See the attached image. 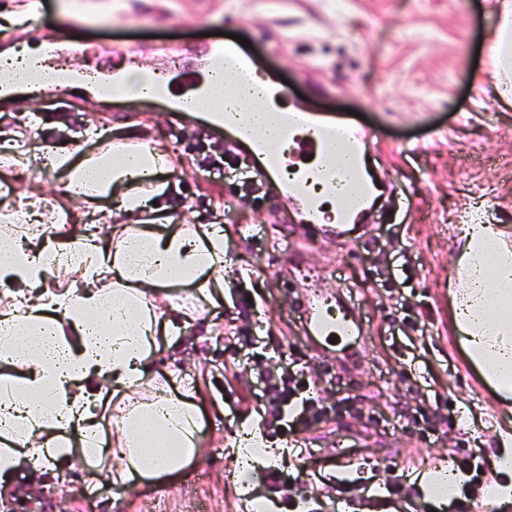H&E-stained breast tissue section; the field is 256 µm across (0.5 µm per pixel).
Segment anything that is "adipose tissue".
<instances>
[{
    "label": "adipose tissue",
    "instance_id": "adipose-tissue-1",
    "mask_svg": "<svg viewBox=\"0 0 512 512\" xmlns=\"http://www.w3.org/2000/svg\"><path fill=\"white\" fill-rule=\"evenodd\" d=\"M226 75L211 79L212 100L248 112L261 134L274 136L256 103L261 89L244 83L224 93ZM48 165L65 176V194L91 199L113 185L126 190L114 204L119 224L107 243L56 234L34 248L0 243V484L21 468L41 474L80 453L102 469L112 486L180 471L200 450L202 422L194 388L172 393L173 373L155 369V335L178 339L198 307H162L158 291L193 281L202 297L223 293L224 227L199 224L157 237L139 224L156 213L163 185L154 176L168 165L166 152L136 133L114 139L101 154L75 158L55 148ZM457 276L453 322L465 354L501 401L512 400V246L499 225L470 221ZM75 272L69 284L47 287L44 254ZM137 392L113 403L112 444L103 447L98 410L106 384Z\"/></svg>",
    "mask_w": 512,
    "mask_h": 512
}]
</instances>
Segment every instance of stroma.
<instances>
[{
  "label": "stroma",
  "mask_w": 512,
  "mask_h": 512,
  "mask_svg": "<svg viewBox=\"0 0 512 512\" xmlns=\"http://www.w3.org/2000/svg\"><path fill=\"white\" fill-rule=\"evenodd\" d=\"M489 0H49L26 42L54 44L55 67L103 73L145 67L167 77L207 69L218 33L248 40L269 80L288 82L289 98L310 112H332L368 134L365 160L382 192L362 227L336 237L310 234L296 205L264 184L259 197L206 171L207 156L229 146L226 135L171 112L163 100H102L87 93L23 99L0 110L6 143L21 163L0 173V236L29 244L24 225L4 222L20 202L38 196L65 204V229L86 216L111 227L112 200H63V180L41 151L68 145L79 156L99 152L106 134L139 131L171 162L155 177L165 193L166 234L219 220L228 238L224 297L207 303L198 283L167 289L203 313L177 344L157 337V366L175 371L172 391L193 383L203 420L200 455L165 482H139L117 494L103 476L72 455L63 473L18 472L0 492L10 512H250L238 493L239 465L230 449L243 426L263 415L257 361L296 360L322 418L276 435L289 453L286 494L256 481L252 495L309 502L312 512H469L494 478L498 433L512 427L501 405L469 365L452 324L448 284L455 277L460 227L483 206L512 241V101L494 77L497 20ZM255 296L239 315V292ZM315 293L359 313L366 335L356 355L310 343L303 306ZM251 336L249 349L231 332ZM432 435H425L426 425ZM458 467L467 485L459 499L435 506L420 478ZM400 486L389 494L387 481ZM345 490H338L341 478Z\"/></svg>",
  "instance_id": "obj_1"
}]
</instances>
